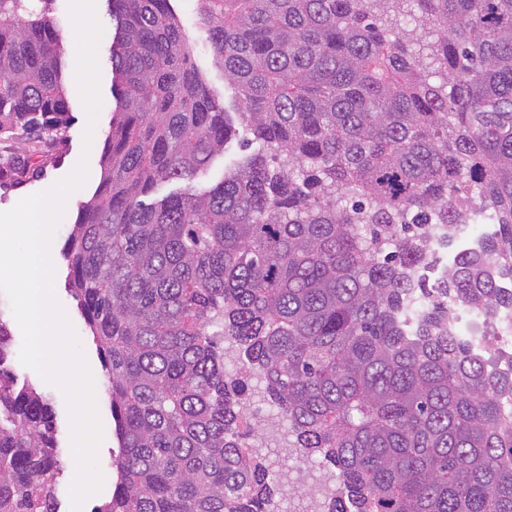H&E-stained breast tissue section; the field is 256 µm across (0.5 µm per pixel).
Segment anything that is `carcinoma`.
I'll use <instances>...</instances> for the list:
<instances>
[{"mask_svg": "<svg viewBox=\"0 0 512 512\" xmlns=\"http://www.w3.org/2000/svg\"><path fill=\"white\" fill-rule=\"evenodd\" d=\"M49 2L0 0V133L69 119ZM108 2L116 108L64 251L119 440L94 512H264L249 377L339 478L328 512H512V369L453 329L512 308V0H198L230 111L170 0ZM240 127L255 149L198 190ZM472 215L498 234L429 287L434 231ZM11 340L0 512H58Z\"/></svg>", "mask_w": 512, "mask_h": 512, "instance_id": "cac0c4a2", "label": "carcinoma"}]
</instances>
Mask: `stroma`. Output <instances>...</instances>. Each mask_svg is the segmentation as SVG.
<instances>
[{
    "mask_svg": "<svg viewBox=\"0 0 512 512\" xmlns=\"http://www.w3.org/2000/svg\"><path fill=\"white\" fill-rule=\"evenodd\" d=\"M171 5L182 23L192 48L191 58L202 78L221 101L227 104L232 103L234 92L224 82V72L213 57L206 29L201 27L197 21V0H171ZM96 11L104 27L99 44L103 105L91 151L88 153L90 177L84 188L74 194L75 202L79 205L88 201L99 185L102 172L101 162L116 105L112 96L110 60V48L115 29L109 16L107 0H96ZM68 99L71 107L70 119L57 138L40 139L23 131L10 137H0V157L8 155L16 160L32 162L38 170L36 176L25 177L19 182L8 176L0 177V211L11 209L21 198L45 190L49 182L66 176L70 171V160L83 153L82 137L86 125L85 112L77 94H69ZM55 269V291L81 340L95 376L97 403L104 426V440L99 451L104 486L102 491L88 499L83 507V512H92L95 506L109 501L112 497L116 482V472L112 466V452L117 449L118 443L113 434L108 382L104 375L103 363L78 301L68 287V267L64 257H57ZM0 320L10 324L13 342L7 364L17 387L34 388L50 405L55 426L57 456L61 464V475L57 483L55 498L59 512H71L69 485L75 473V464L70 448L69 419L64 397L57 388L46 383L37 373L20 363L21 332L18 325L14 323L9 300L2 294H0Z\"/></svg>",
    "mask_w": 512,
    "mask_h": 512,
    "instance_id": "35a3bbf8",
    "label": "stroma"
}]
</instances>
